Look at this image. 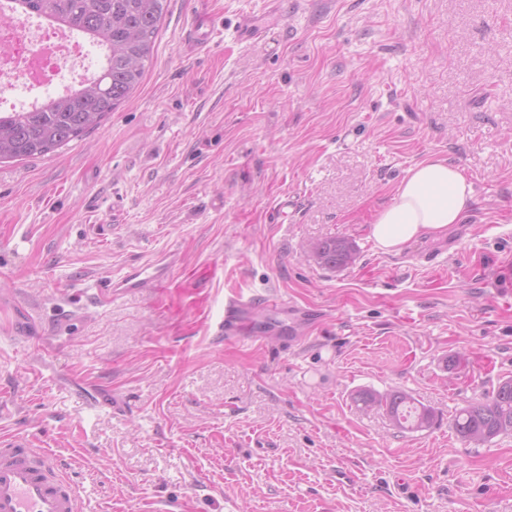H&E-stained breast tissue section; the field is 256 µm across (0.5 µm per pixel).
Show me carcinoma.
<instances>
[{
  "label": "carcinoma",
  "instance_id": "carcinoma-1",
  "mask_svg": "<svg viewBox=\"0 0 512 512\" xmlns=\"http://www.w3.org/2000/svg\"><path fill=\"white\" fill-rule=\"evenodd\" d=\"M14 14L37 17L86 38L102 51L98 72L64 94L31 108L0 112V163L54 153L98 128L140 85L153 56L154 39L167 0H9ZM315 263L341 270L357 259L354 243L333 236L310 247ZM363 410L379 409L394 426L416 432L431 427L435 412L416 405L402 392L361 390L353 396ZM456 435L468 445H483L512 434V379L453 418Z\"/></svg>",
  "mask_w": 512,
  "mask_h": 512
}]
</instances>
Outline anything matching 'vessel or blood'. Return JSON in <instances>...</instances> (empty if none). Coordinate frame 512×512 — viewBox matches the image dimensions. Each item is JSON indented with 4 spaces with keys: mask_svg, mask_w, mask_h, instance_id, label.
<instances>
[{
    "mask_svg": "<svg viewBox=\"0 0 512 512\" xmlns=\"http://www.w3.org/2000/svg\"><path fill=\"white\" fill-rule=\"evenodd\" d=\"M177 253L167 261L130 268L120 280H105L103 292L140 290L153 283L158 307L183 310L204 304V290L215 279L218 268L206 265L184 278L172 276L181 265ZM256 298L233 295L224 303V333L237 335ZM0 512H87L77 487L59 469L52 453L35 447L32 438L17 432L0 438Z\"/></svg>",
    "mask_w": 512,
    "mask_h": 512,
    "instance_id": "1",
    "label": "vessel or blood"
}]
</instances>
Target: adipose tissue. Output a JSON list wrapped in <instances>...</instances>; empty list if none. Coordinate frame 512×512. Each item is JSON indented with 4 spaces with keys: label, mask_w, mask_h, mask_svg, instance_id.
<instances>
[{
    "label": "adipose tissue",
    "mask_w": 512,
    "mask_h": 512,
    "mask_svg": "<svg viewBox=\"0 0 512 512\" xmlns=\"http://www.w3.org/2000/svg\"><path fill=\"white\" fill-rule=\"evenodd\" d=\"M473 200V184L460 168L444 158L424 161L407 171L391 202L373 213L370 235L383 252H400L414 239L462 223Z\"/></svg>",
    "instance_id": "obj_1"
}]
</instances>
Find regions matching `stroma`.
Here are the masks:
<instances>
[{"label": "stroma", "instance_id": "obj_1", "mask_svg": "<svg viewBox=\"0 0 512 512\" xmlns=\"http://www.w3.org/2000/svg\"><path fill=\"white\" fill-rule=\"evenodd\" d=\"M434 157L472 181L467 217L381 252L373 212ZM331 236L353 266L315 265ZM172 251L223 266L203 311L101 294ZM502 260L512 0H168L126 103L0 164V437L50 449L89 512H512V435L452 427L512 378ZM235 293L290 309L227 340ZM362 389L437 419L400 431ZM315 263L328 270H341L353 265L357 259L354 243L346 237L333 236L310 247Z\"/></svg>", "mask_w": 512, "mask_h": 512}]
</instances>
